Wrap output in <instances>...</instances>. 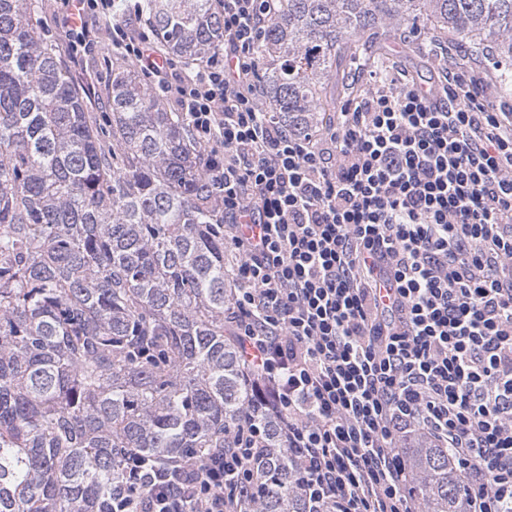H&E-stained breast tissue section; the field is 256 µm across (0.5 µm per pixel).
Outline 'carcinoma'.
Segmentation results:
<instances>
[{"label": "carcinoma", "mask_w": 512, "mask_h": 512, "mask_svg": "<svg viewBox=\"0 0 512 512\" xmlns=\"http://www.w3.org/2000/svg\"><path fill=\"white\" fill-rule=\"evenodd\" d=\"M34 2L0 0V512H103L127 452L202 458L249 414L268 448L251 500L304 512L270 391L224 333V215L202 147L119 60L103 139ZM144 18L188 66L224 41L215 0H148ZM422 18L487 51L512 94V0H278L262 97L312 130L360 42ZM404 458L421 512H467L448 449L415 439Z\"/></svg>", "instance_id": "cac0c4a2"}]
</instances>
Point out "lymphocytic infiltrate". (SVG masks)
I'll use <instances>...</instances> for the list:
<instances>
[{
    "label": "lymphocytic infiltrate",
    "instance_id": "lymphocytic-infiltrate-1",
    "mask_svg": "<svg viewBox=\"0 0 512 512\" xmlns=\"http://www.w3.org/2000/svg\"><path fill=\"white\" fill-rule=\"evenodd\" d=\"M59 2L74 67L108 37L206 149L235 256L227 332L274 393L306 512H419L413 438L448 449L468 512H512V96L460 65L373 64L298 133L261 103L273 0H217L224 42L189 71L115 0ZM233 440L177 482L128 453L110 512H242L266 447L251 417Z\"/></svg>",
    "mask_w": 512,
    "mask_h": 512
}]
</instances>
